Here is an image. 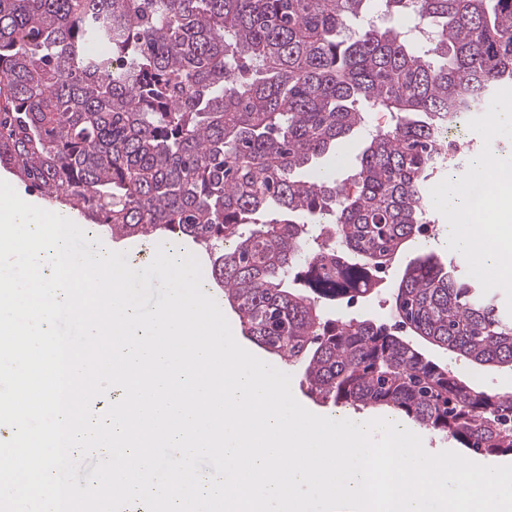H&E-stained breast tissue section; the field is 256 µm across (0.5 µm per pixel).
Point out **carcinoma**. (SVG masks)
Here are the masks:
<instances>
[{
	"instance_id": "obj_1",
	"label": "carcinoma",
	"mask_w": 512,
	"mask_h": 512,
	"mask_svg": "<svg viewBox=\"0 0 512 512\" xmlns=\"http://www.w3.org/2000/svg\"><path fill=\"white\" fill-rule=\"evenodd\" d=\"M507 89L512 0H0L1 167L101 236L205 246L242 333L310 395L487 456L512 455V393L324 305L365 297L421 237L434 158ZM371 110L391 123L354 172L322 173ZM392 310L475 367L512 368V320L453 258L412 259Z\"/></svg>"
}]
</instances>
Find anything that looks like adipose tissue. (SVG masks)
<instances>
[{"label":"adipose tissue","instance_id":"1","mask_svg":"<svg viewBox=\"0 0 512 512\" xmlns=\"http://www.w3.org/2000/svg\"><path fill=\"white\" fill-rule=\"evenodd\" d=\"M479 182H490L484 201L477 202L460 186L440 187L434 206L448 208L463 216L464 225L448 227V248L472 261L480 271L493 272L496 282L512 280V173L504 170L487 172L485 165L473 170Z\"/></svg>","mask_w":512,"mask_h":512}]
</instances>
